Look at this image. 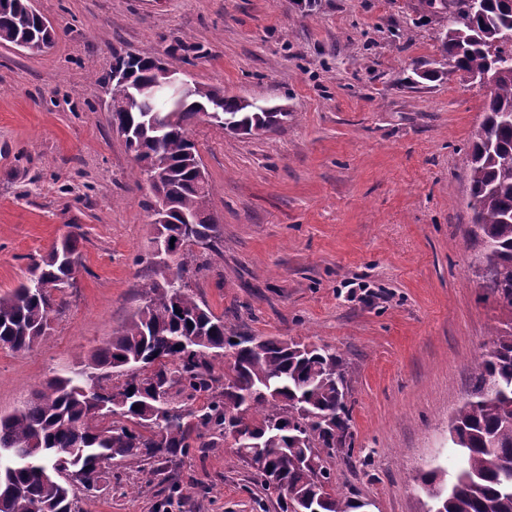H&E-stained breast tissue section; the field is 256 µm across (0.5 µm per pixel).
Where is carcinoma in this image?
<instances>
[{
	"instance_id": "cac0c4a2",
	"label": "carcinoma",
	"mask_w": 512,
	"mask_h": 512,
	"mask_svg": "<svg viewBox=\"0 0 512 512\" xmlns=\"http://www.w3.org/2000/svg\"><path fill=\"white\" fill-rule=\"evenodd\" d=\"M54 38L41 28L29 0H0V42L14 44L25 32ZM512 4L451 0L441 31L442 59L470 76L491 77L485 117L473 136L469 201L481 250L477 264L506 318L473 374L471 398L451 420L452 469H430L421 484L441 492L439 512H512ZM131 79L149 85L156 69L143 58ZM111 101L126 98L129 82L104 78ZM220 100L212 116L233 134L266 130L288 112L258 110L244 98H228L200 85L196 96L162 102L165 122L135 110L111 116L130 128L128 150L140 173L159 177L157 192L170 203L157 241L179 235L184 219L197 244L212 249L218 219L209 208V184L199 178L189 126L201 106ZM178 250L177 278L146 285L145 302L123 328L79 369L58 375L23 407L0 415V449L33 456L0 457V512H83L76 490L91 497L112 485L118 462L148 465L169 475L181 456L205 453L228 441L230 411L248 433V447L230 445L278 512H353L364 504L333 486L328 458L351 440L350 391L342 358L325 348L279 338L236 335L188 292L195 255ZM79 257L69 234L31 261L26 280L0 293V346L31 348L47 335L55 293L72 287ZM180 313H175V310ZM236 353L232 364L224 363ZM138 409H133V406Z\"/></svg>"
}]
</instances>
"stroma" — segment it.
<instances>
[{
    "label": "stroma",
    "mask_w": 512,
    "mask_h": 512,
    "mask_svg": "<svg viewBox=\"0 0 512 512\" xmlns=\"http://www.w3.org/2000/svg\"><path fill=\"white\" fill-rule=\"evenodd\" d=\"M54 46L0 44V292L75 235L82 267L49 336L0 348V414L112 338L142 303L155 197L112 129L116 57L167 58L192 82L288 113L232 134L199 117L217 247H194L190 292L237 334L336 351L351 452L329 466L362 512H424L422 472L447 466L448 424L504 314L472 267L469 152L486 93L441 64L425 0H33ZM119 481L85 512H261L227 444Z\"/></svg>",
    "instance_id": "35a3bbf8"
}]
</instances>
